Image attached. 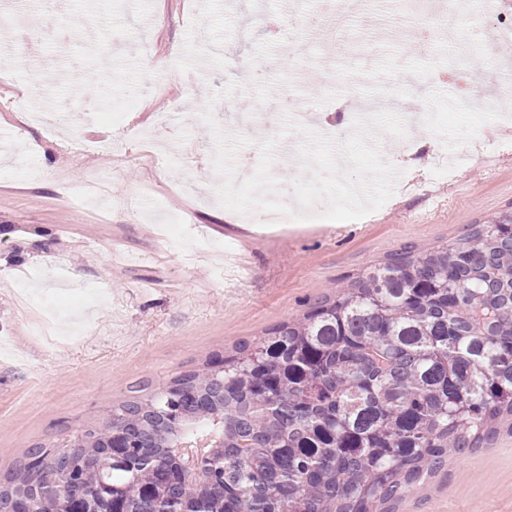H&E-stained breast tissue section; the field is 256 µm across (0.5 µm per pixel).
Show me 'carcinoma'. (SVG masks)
Listing matches in <instances>:
<instances>
[{
    "mask_svg": "<svg viewBox=\"0 0 512 512\" xmlns=\"http://www.w3.org/2000/svg\"><path fill=\"white\" fill-rule=\"evenodd\" d=\"M505 428L512 215L404 247L303 318L30 449L0 512H397Z\"/></svg>",
    "mask_w": 512,
    "mask_h": 512,
    "instance_id": "carcinoma-1",
    "label": "carcinoma"
}]
</instances>
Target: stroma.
<instances>
[{
	"label": "stroma",
	"instance_id": "stroma-1",
	"mask_svg": "<svg viewBox=\"0 0 512 512\" xmlns=\"http://www.w3.org/2000/svg\"><path fill=\"white\" fill-rule=\"evenodd\" d=\"M322 0H69L42 51L0 70V477L27 451L49 446L113 405L165 386L235 343L302 318L347 276L406 246L427 250L512 212V126L490 123L494 91L448 106L452 52L416 18L427 39H395L404 12L355 0L333 27ZM96 15L95 50L78 22ZM512 18L485 4L457 17V36L500 63ZM250 83L212 112L228 144L258 164L272 140L279 185L301 173L297 133H268L262 117L281 94L314 115L313 126L345 138L361 105L391 97L399 115L432 114L404 137L381 134L382 155L401 171L394 194L362 219L259 226L217 203L215 140L200 113L209 96ZM49 91L47 133L14 100L31 78ZM92 125L77 127V111ZM462 160L448 178L430 177L436 140ZM112 178L119 198L149 187L140 212L83 207L59 180ZM233 251L221 271L208 257L185 264L199 238ZM69 258L70 290L45 286L47 261ZM401 512H512V435L494 448L453 457Z\"/></svg>",
	"mask_w": 512,
	"mask_h": 512
}]
</instances>
